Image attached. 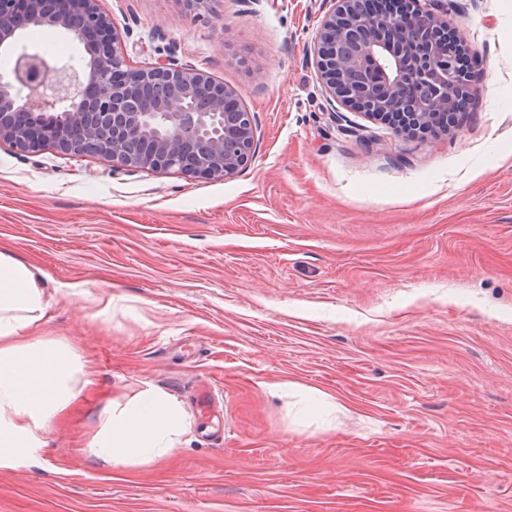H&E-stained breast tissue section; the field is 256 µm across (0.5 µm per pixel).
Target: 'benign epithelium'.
<instances>
[{
	"label": "benign epithelium",
	"instance_id": "benign-epithelium-1",
	"mask_svg": "<svg viewBox=\"0 0 512 512\" xmlns=\"http://www.w3.org/2000/svg\"><path fill=\"white\" fill-rule=\"evenodd\" d=\"M336 3L318 32L316 63L325 90L345 107L411 135L447 122L459 92H478L480 77L448 55V24L439 15L416 4L406 14L374 16L363 0ZM31 26L73 34L87 67L17 50L0 77V103H13L0 114V142L28 152L87 148L121 167L206 178H228L251 161L255 127L236 91L171 63L129 66L97 0H0V47ZM413 83L423 94L408 105L404 91Z\"/></svg>",
	"mask_w": 512,
	"mask_h": 512
}]
</instances>
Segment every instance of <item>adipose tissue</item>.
I'll return each mask as SVG.
<instances>
[{"mask_svg":"<svg viewBox=\"0 0 512 512\" xmlns=\"http://www.w3.org/2000/svg\"><path fill=\"white\" fill-rule=\"evenodd\" d=\"M48 303L40 273L0 250V468H16L44 444L53 417L76 397L71 349L45 347L34 334ZM187 428L180 404L149 386L113 405L92 450L113 469L140 466L168 456Z\"/></svg>","mask_w":512,"mask_h":512,"instance_id":"1","label":"adipose tissue"}]
</instances>
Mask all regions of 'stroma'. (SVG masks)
Returning a JSON list of instances; mask_svg holds the SVG:
<instances>
[{"mask_svg":"<svg viewBox=\"0 0 512 512\" xmlns=\"http://www.w3.org/2000/svg\"><path fill=\"white\" fill-rule=\"evenodd\" d=\"M99 6L131 65L237 91L255 151L217 179L0 143V248L40 269L39 334L80 368L0 512H512V0H453L482 80L427 138L331 101L332 0ZM149 385L187 433L101 466L112 401Z\"/></svg>","mask_w":512,"mask_h":512,"instance_id":"1","label":"stroma"}]
</instances>
